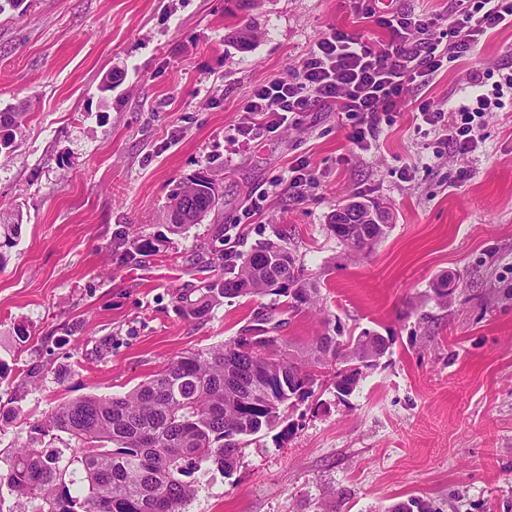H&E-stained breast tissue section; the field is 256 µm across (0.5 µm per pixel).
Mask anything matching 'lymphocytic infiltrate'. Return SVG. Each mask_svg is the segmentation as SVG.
Instances as JSON below:
<instances>
[{
    "mask_svg": "<svg viewBox=\"0 0 512 512\" xmlns=\"http://www.w3.org/2000/svg\"><path fill=\"white\" fill-rule=\"evenodd\" d=\"M377 19L389 31L388 42L378 45L334 29L305 54L299 79L254 86L237 136L249 140L258 120L271 132L299 123L319 104L353 119L350 140L369 149L380 114L394 110L407 90L428 88L445 62L472 52L489 31L512 27V0H451L449 15L439 23L413 11ZM441 23L448 28L444 41L436 36ZM469 85L471 94L458 106L443 109L425 100L417 107L422 122L443 134L449 150L461 157L477 149L483 117L501 104L483 92L479 75Z\"/></svg>",
    "mask_w": 512,
    "mask_h": 512,
    "instance_id": "obj_1",
    "label": "lymphocytic infiltrate"
}]
</instances>
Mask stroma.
<instances>
[{"label":"stroma","instance_id":"obj_1","mask_svg":"<svg viewBox=\"0 0 512 512\" xmlns=\"http://www.w3.org/2000/svg\"><path fill=\"white\" fill-rule=\"evenodd\" d=\"M253 21L258 40L244 52L226 39L224 0H0V110L30 105L15 152L0 156V217L21 226L0 269V359L11 368L0 405L33 362L49 370L0 436V471L60 402L124 394L176 353L229 342L276 308L278 335L299 347L328 330L391 345L350 395L323 376L289 433L252 435L232 474L199 477L185 512H391L413 497L432 512H512V297L478 267H512V91L461 159L440 134H420L415 112L422 97L463 101L473 73L498 81L512 28L408 92L362 151L351 120L323 106L274 133L256 125L247 145L234 130L253 86L298 77L329 29L381 44L386 29L351 0H264ZM301 157L318 183L292 201L275 186ZM194 175L218 183L224 204L172 231L170 195ZM356 197L391 215L357 262L329 229ZM220 228L240 254L288 243L317 283L316 310L292 317L276 295L228 296L204 322L180 318L174 290L224 275L209 247ZM132 237L165 244L131 260ZM444 276L464 286L442 306L433 286Z\"/></svg>","mask_w":512,"mask_h":512}]
</instances>
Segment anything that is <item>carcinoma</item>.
Masks as SVG:
<instances>
[{
  "instance_id": "1",
  "label": "carcinoma",
  "mask_w": 512,
  "mask_h": 512,
  "mask_svg": "<svg viewBox=\"0 0 512 512\" xmlns=\"http://www.w3.org/2000/svg\"><path fill=\"white\" fill-rule=\"evenodd\" d=\"M226 14L237 19L227 40L239 49L253 48L257 31L251 12L262 0H225ZM28 112L24 107L0 111V154L15 150L17 134ZM204 186L194 197L187 184ZM223 200L216 184L188 177L172 195L175 209L169 223L180 231L206 217ZM390 225L363 221L347 205L336 209L330 229L350 248V256H367ZM19 225L0 224V268L3 248L15 243ZM135 254L159 250L161 241L134 238ZM464 283L442 277L433 286L438 302ZM192 300L178 291L175 302L189 322L205 320L219 298L264 296L286 298L296 313L317 306V288L288 244L268 243L246 255L224 279L198 289ZM274 310L260 312L246 335L205 350L175 354L155 374L123 396H85L59 403L37 421L30 435L15 444L5 485L26 499V512H183L198 491L190 477L216 467L229 475L235 469L244 438L287 421L286 411L312 395L317 373L331 368L337 394L348 396L362 368L389 348L387 338L364 331L344 340L330 332L294 350L283 337L252 340L277 330ZM59 441L63 447H53Z\"/></svg>"
}]
</instances>
